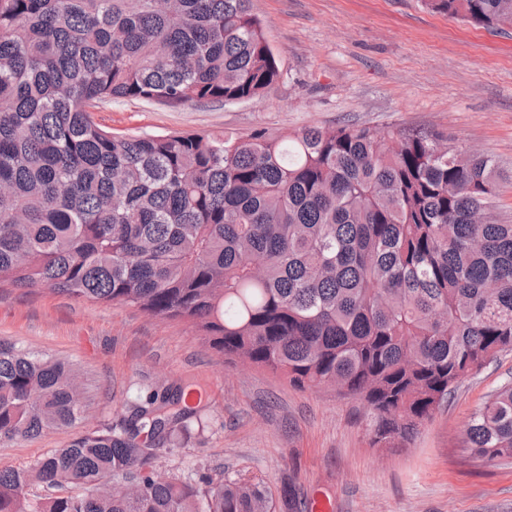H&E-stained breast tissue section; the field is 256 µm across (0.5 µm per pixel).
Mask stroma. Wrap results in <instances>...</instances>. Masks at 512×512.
Segmentation results:
<instances>
[{"mask_svg":"<svg viewBox=\"0 0 512 512\" xmlns=\"http://www.w3.org/2000/svg\"><path fill=\"white\" fill-rule=\"evenodd\" d=\"M251 4L280 62L271 93L180 108L115 99L96 108V121L133 135L432 130L495 159L494 207L512 219V29L472 25L426 0ZM0 339L74 364L84 405L71 428L0 445V467L31 465L86 430L121 425L140 399L190 384L205 395L199 421L163 445L159 471L262 483L276 512L291 494L330 499L331 512H512V462L475 460L461 447L471 416L512 382V351L465 378L406 448L383 454L369 444L360 401L226 362L179 320L2 283Z\"/></svg>","mask_w":512,"mask_h":512,"instance_id":"1","label":"stroma"}]
</instances>
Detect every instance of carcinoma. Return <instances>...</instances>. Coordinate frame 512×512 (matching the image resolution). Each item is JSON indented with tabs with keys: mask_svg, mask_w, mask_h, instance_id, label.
I'll return each mask as SVG.
<instances>
[{
	"mask_svg": "<svg viewBox=\"0 0 512 512\" xmlns=\"http://www.w3.org/2000/svg\"><path fill=\"white\" fill-rule=\"evenodd\" d=\"M428 2L512 29V0ZM279 79L250 0H0V282L185 321L227 359L361 401L371 446L394 451L512 350L493 160L429 131L120 135L92 112L250 101ZM76 381L0 340V443L81 421ZM193 415L172 388L118 429L1 467L0 512H274L250 480L155 479L156 447ZM463 448L512 459V383ZM117 480L142 493L112 495ZM33 485L57 494L33 499Z\"/></svg>",
	"mask_w": 512,
	"mask_h": 512,
	"instance_id": "carcinoma-1",
	"label": "carcinoma"
}]
</instances>
